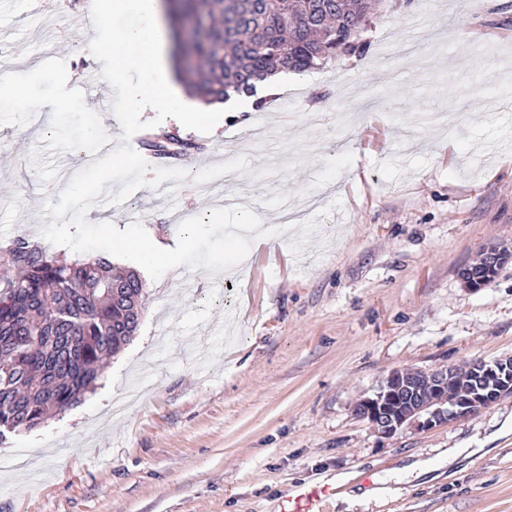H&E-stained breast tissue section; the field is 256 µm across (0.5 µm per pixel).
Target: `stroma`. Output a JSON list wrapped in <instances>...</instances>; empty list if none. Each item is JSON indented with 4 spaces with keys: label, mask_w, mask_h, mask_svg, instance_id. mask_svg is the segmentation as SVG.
<instances>
[{
    "label": "stroma",
    "mask_w": 512,
    "mask_h": 512,
    "mask_svg": "<svg viewBox=\"0 0 512 512\" xmlns=\"http://www.w3.org/2000/svg\"><path fill=\"white\" fill-rule=\"evenodd\" d=\"M29 11L0 0V45L28 48L0 72L30 80L0 106V246L43 242L45 201L83 168L74 143L123 133L79 92L103 68L85 48L108 35L96 11ZM361 39L365 54L290 72L211 133L152 128L201 145L187 178L92 216L137 217L173 246V210L205 215L230 194L276 234L253 239L246 274L198 269L189 294L181 273L144 277L137 331L95 389L0 442V512H272L339 474L393 494L325 512H512V396L389 439L353 410L393 369L512 355V262L480 289L458 275L487 246L512 250V0H388ZM450 448L475 454L451 467ZM414 458L437 479L407 477Z\"/></svg>",
    "instance_id": "1"
}]
</instances>
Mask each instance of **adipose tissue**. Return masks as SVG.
<instances>
[{
  "instance_id": "1",
  "label": "adipose tissue",
  "mask_w": 512,
  "mask_h": 512,
  "mask_svg": "<svg viewBox=\"0 0 512 512\" xmlns=\"http://www.w3.org/2000/svg\"><path fill=\"white\" fill-rule=\"evenodd\" d=\"M96 10L110 25L111 34L90 49L111 57V80L123 82L132 68L140 72L138 83L127 91L128 112L151 110L188 122L203 120L200 104L172 80L163 0H97Z\"/></svg>"
}]
</instances>
